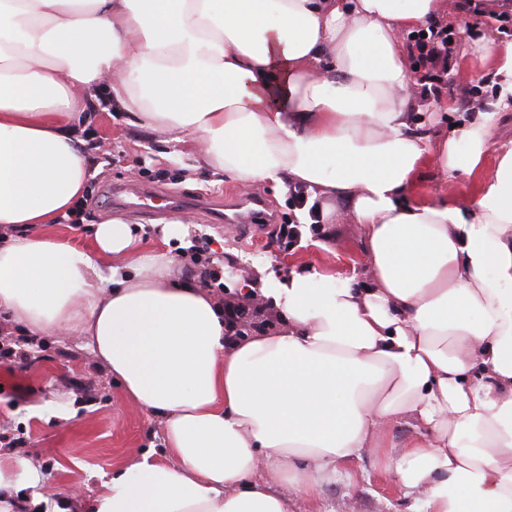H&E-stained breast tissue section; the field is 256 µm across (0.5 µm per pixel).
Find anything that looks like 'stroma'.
<instances>
[{
	"mask_svg": "<svg viewBox=\"0 0 512 512\" xmlns=\"http://www.w3.org/2000/svg\"><path fill=\"white\" fill-rule=\"evenodd\" d=\"M444 26L459 32L460 37L450 61L448 82L435 96L455 101V108L448 113L449 123L455 124L470 113L495 109L496 80L483 47L512 42V22L502 26L490 14L452 7ZM482 79L487 81L488 91L475 94L471 102H462L461 84L475 85ZM88 128L91 157L100 171L85 193L87 217L77 227L64 221L45 227L50 235L74 246L89 247L91 226L118 215L141 226L147 247L160 245L162 219L113 208L110 188L119 181L182 195L222 196L245 191L233 179L214 186L205 172H189V165L197 160L192 140L165 142L163 135L130 125L127 113L91 112ZM492 169L488 162L473 174L447 178L431 157L416 170L413 193L420 199L443 194L452 199L472 197ZM190 220L188 239L192 246L230 261L223 282L231 294L237 293L240 282L250 279L256 259L270 262L272 271L279 275L307 264L343 275L363 266V241L356 224H305L301 237L285 246L277 243L271 228L245 240L226 233L224 225L206 223L198 215H191ZM2 343L26 353L28 367L23 377L28 392L21 396L0 390V456L36 460L42 467L39 490L52 493L54 501L69 499L75 492L84 501H91L101 475L145 451L162 452L159 419L125 396L79 338L37 335L0 314ZM408 504L398 486L381 474L374 458L365 454L329 477L318 496L292 499L291 509L406 512Z\"/></svg>",
	"mask_w": 512,
	"mask_h": 512,
	"instance_id": "1",
	"label": "stroma"
}]
</instances>
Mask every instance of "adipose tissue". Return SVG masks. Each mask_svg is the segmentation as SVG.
Masks as SVG:
<instances>
[{
    "label": "adipose tissue",
    "mask_w": 512,
    "mask_h": 512,
    "mask_svg": "<svg viewBox=\"0 0 512 512\" xmlns=\"http://www.w3.org/2000/svg\"><path fill=\"white\" fill-rule=\"evenodd\" d=\"M448 0H0V310L79 336L158 417L165 456L102 476L88 512H291L372 455L407 512H512V144L496 112L440 129L411 39ZM110 88H103V80ZM192 138L216 183L303 186L302 223L360 225L363 275L255 262L275 328L229 339L200 272L121 218L81 249L39 233L92 175V108ZM494 166L464 202L412 195ZM415 432L397 455L389 433ZM0 459V512L49 499ZM493 169V156H488L483 168L467 175L464 173L455 176L448 175V181L440 170L435 158L424 160L414 175L413 193L420 199H428L435 195H447L448 199H461L475 196L481 182L489 176Z\"/></svg>",
    "instance_id": "adipose-tissue-1"
}]
</instances>
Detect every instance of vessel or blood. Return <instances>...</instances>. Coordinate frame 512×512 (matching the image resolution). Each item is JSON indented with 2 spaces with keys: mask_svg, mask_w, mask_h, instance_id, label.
I'll list each match as a JSON object with an SVG mask.
<instances>
[{
  "mask_svg": "<svg viewBox=\"0 0 512 512\" xmlns=\"http://www.w3.org/2000/svg\"><path fill=\"white\" fill-rule=\"evenodd\" d=\"M112 204L117 209L138 208L150 217L165 210L191 208L213 223L238 225L245 234L251 233L259 225L273 221L262 197L254 193L226 205L222 200L212 197H166L153 188L137 184H116L112 187Z\"/></svg>",
  "mask_w": 512,
  "mask_h": 512,
  "instance_id": "obj_1",
  "label": "vessel or blood"
}]
</instances>
